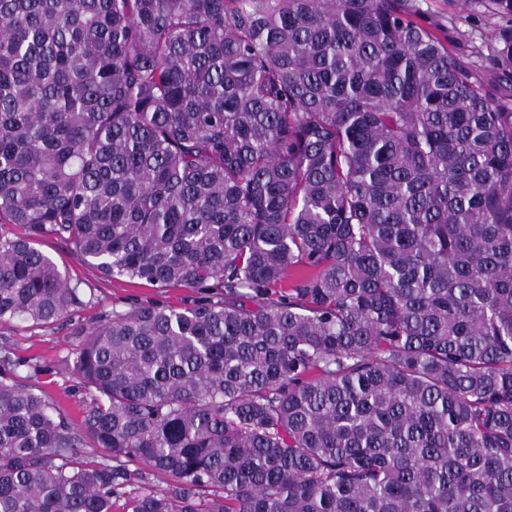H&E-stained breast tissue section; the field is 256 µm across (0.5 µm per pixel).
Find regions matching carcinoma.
Listing matches in <instances>:
<instances>
[{
    "instance_id": "1",
    "label": "carcinoma",
    "mask_w": 512,
    "mask_h": 512,
    "mask_svg": "<svg viewBox=\"0 0 512 512\" xmlns=\"http://www.w3.org/2000/svg\"><path fill=\"white\" fill-rule=\"evenodd\" d=\"M468 3L493 89L411 0H0V323L82 303L48 236L222 289L78 330L77 428L0 356V512H512V0Z\"/></svg>"
}]
</instances>
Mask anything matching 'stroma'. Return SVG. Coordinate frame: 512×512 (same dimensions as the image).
<instances>
[{
	"label": "stroma",
	"instance_id": "stroma-1",
	"mask_svg": "<svg viewBox=\"0 0 512 512\" xmlns=\"http://www.w3.org/2000/svg\"><path fill=\"white\" fill-rule=\"evenodd\" d=\"M420 23L440 28L448 39L449 50L463 60H473L472 50L494 40L499 25L497 19L484 16L479 9L463 12L458 0H413ZM48 254L71 280L85 282L82 305L66 320L50 325L24 322L0 324V347H6L21 383L36 386L72 425L82 419V404L86 392L69 373L67 362L77 343L75 329L101 323L112 312H125L139 305L184 308L202 297L198 288L156 287L126 277H106L85 265L71 246L58 238L42 241ZM44 366L45 371L30 376L31 364Z\"/></svg>",
	"mask_w": 512,
	"mask_h": 512
}]
</instances>
